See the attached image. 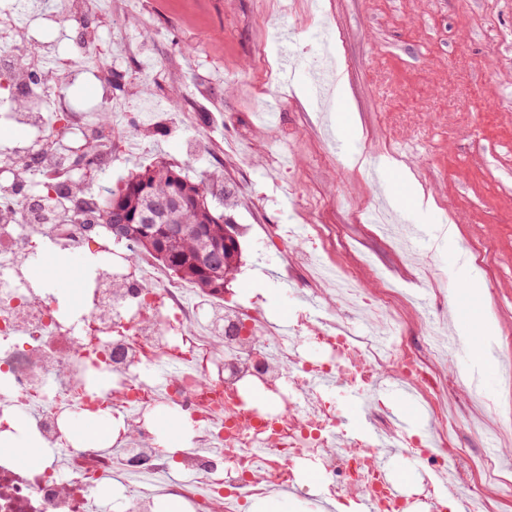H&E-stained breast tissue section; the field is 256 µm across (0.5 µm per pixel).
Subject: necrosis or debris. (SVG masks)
Instances as JSON below:
<instances>
[{"label": "necrosis or debris", "mask_w": 512, "mask_h": 512, "mask_svg": "<svg viewBox=\"0 0 512 512\" xmlns=\"http://www.w3.org/2000/svg\"><path fill=\"white\" fill-rule=\"evenodd\" d=\"M40 54L17 34L0 37V69L11 71L32 101L29 111L8 115L30 130L22 150L31 162L21 169L9 152L0 153V441L25 414L45 456L32 467L18 453L0 454V512H160L169 501L180 512H244L310 463L322 478L298 487L304 501L365 497L375 512H413V500L394 493L371 455L342 430L337 399L315 384L321 377L357 388L381 418L389 412L383 379L419 387L439 427L432 434L395 432L394 444L421 465L423 512H448V495L434 476L463 460L448 430V394L435 367L407 346L389 296L359 287L353 270L342 271L348 289L336 296L344 318L303 311L282 336L258 303L195 296L151 256L113 262L111 241H91L76 203L68 204L67 220H28L30 195L75 177L43 149L44 113H65L57 131L68 145L94 133L107 163L114 142L137 143L120 124L101 126L69 112L60 93L76 71H106L104 54L81 51L79 64L53 67L47 83L33 88L25 62ZM306 238L310 249L295 250L292 235L273 224L261 245L304 269L324 244L321 227L308 226ZM47 243L90 244L101 256L92 281L74 285L85 308L82 329L60 315L50 289L33 288L25 275ZM309 343L317 354L306 352ZM101 374L108 385L92 388ZM251 389L275 410L249 404ZM81 414L110 421L107 442L73 439L70 421ZM161 417L181 420L190 441L160 447L154 427Z\"/></svg>", "instance_id": "1"}]
</instances>
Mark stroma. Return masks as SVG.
<instances>
[{
  "instance_id": "35a3bbf8",
  "label": "stroma",
  "mask_w": 512,
  "mask_h": 512,
  "mask_svg": "<svg viewBox=\"0 0 512 512\" xmlns=\"http://www.w3.org/2000/svg\"><path fill=\"white\" fill-rule=\"evenodd\" d=\"M124 14L98 23L99 49L120 50L123 33L139 38L112 71L117 84L82 75L68 85L73 108L97 113L103 95L121 94L120 121L142 140L138 152L112 150V165L90 192L118 188L140 165L160 159L190 176L224 158L225 183L239 199L235 224H285L305 245L303 226L325 233L318 261L355 267L359 284L392 292L407 338L426 335L461 287L459 256L484 283L479 300L492 316L494 356L512 357V0H122ZM336 48L348 77L358 139L338 140L323 109L313 108L306 68L320 40ZM300 63L284 65L286 46ZM195 116L194 124L180 119ZM202 136L207 152L189 149ZM364 166L351 165L354 157ZM392 158L409 169L436 209L405 247L384 225L368 223L382 204L370 167ZM452 224V241L437 227ZM242 258L227 291L261 304L274 322L307 311L325 318L326 300L289 297L293 263L241 236ZM449 407L463 425L459 447L484 456L488 428L512 422V380L475 402L456 389L450 356L436 364Z\"/></svg>"
}]
</instances>
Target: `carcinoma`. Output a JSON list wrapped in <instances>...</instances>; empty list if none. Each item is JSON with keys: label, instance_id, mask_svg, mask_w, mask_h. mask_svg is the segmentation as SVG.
Masks as SVG:
<instances>
[{"label": "carcinoma", "instance_id": "cac0c4a2", "mask_svg": "<svg viewBox=\"0 0 512 512\" xmlns=\"http://www.w3.org/2000/svg\"><path fill=\"white\" fill-rule=\"evenodd\" d=\"M83 168L95 174L101 171L94 140L84 142L81 157ZM85 174L57 191L70 196L78 203L80 218L84 224H101L112 230V213L117 209L126 219L139 215L144 195L149 193L162 207L154 224H135L133 233L123 238L130 254H148L166 267L181 281L195 288L202 296L223 293L216 284L228 281L235 275L241 251L234 245H225L226 211L237 206L235 192L224 185V210L219 211L209 201L210 186L224 180L220 170H212L203 180L186 175L180 167L169 163L143 166L130 173L122 186L116 190L108 188L98 198L85 200ZM178 195L185 201L177 218L186 227L187 233L181 238L168 234L170 211L165 203L170 196ZM211 239L220 244L219 263L206 270L198 255L199 244L196 236Z\"/></svg>", "mask_w": 512, "mask_h": 512}]
</instances>
